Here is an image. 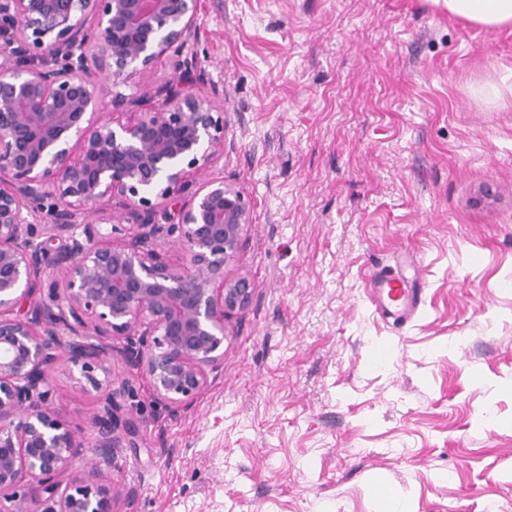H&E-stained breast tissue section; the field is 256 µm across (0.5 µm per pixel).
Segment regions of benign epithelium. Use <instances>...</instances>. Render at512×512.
<instances>
[{
    "label": "benign epithelium",
    "mask_w": 512,
    "mask_h": 512,
    "mask_svg": "<svg viewBox=\"0 0 512 512\" xmlns=\"http://www.w3.org/2000/svg\"><path fill=\"white\" fill-rule=\"evenodd\" d=\"M200 7L0 0V512H110L127 395L113 353L176 414L224 363L226 319L252 301L250 277L228 271L250 205L215 170L224 113L195 91L185 56ZM164 60L177 77L147 83ZM136 80L150 102L138 112L120 91ZM116 198L126 214L102 207ZM63 359L98 396L91 445L51 406Z\"/></svg>",
    "instance_id": "1"
}]
</instances>
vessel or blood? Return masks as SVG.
<instances>
[{"label":"vessel or blood","instance_id":"obj_1","mask_svg":"<svg viewBox=\"0 0 512 512\" xmlns=\"http://www.w3.org/2000/svg\"><path fill=\"white\" fill-rule=\"evenodd\" d=\"M369 298L381 318L400 326L415 316L422 293L405 276L379 271L370 277Z\"/></svg>","mask_w":512,"mask_h":512}]
</instances>
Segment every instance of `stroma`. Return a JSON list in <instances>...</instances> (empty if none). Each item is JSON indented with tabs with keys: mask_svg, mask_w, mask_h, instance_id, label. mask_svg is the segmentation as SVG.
Returning <instances> with one entry per match:
<instances>
[{
	"mask_svg": "<svg viewBox=\"0 0 512 512\" xmlns=\"http://www.w3.org/2000/svg\"><path fill=\"white\" fill-rule=\"evenodd\" d=\"M197 27L253 298L178 415L114 355L112 512H512V27L426 0H203ZM383 269L423 287L400 327ZM98 404L57 373L88 440ZM369 298L381 318L402 326L417 313L421 302V288L401 274H389L383 270L370 276Z\"/></svg>",
	"mask_w": 512,
	"mask_h": 512,
	"instance_id": "35a3bbf8",
	"label": "stroma"
}]
</instances>
